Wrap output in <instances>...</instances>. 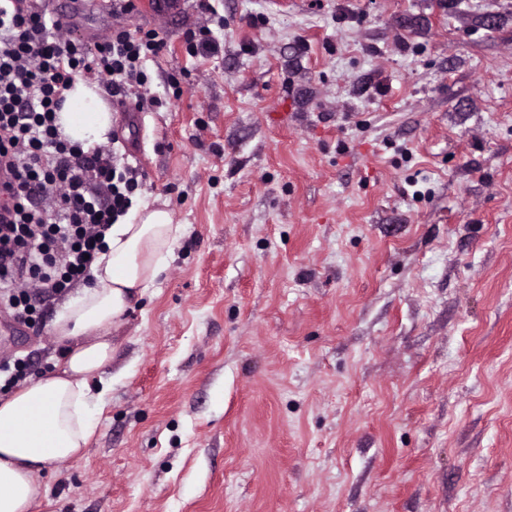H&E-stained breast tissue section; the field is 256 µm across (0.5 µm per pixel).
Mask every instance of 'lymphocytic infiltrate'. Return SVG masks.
<instances>
[{
    "label": "lymphocytic infiltrate",
    "mask_w": 512,
    "mask_h": 512,
    "mask_svg": "<svg viewBox=\"0 0 512 512\" xmlns=\"http://www.w3.org/2000/svg\"><path fill=\"white\" fill-rule=\"evenodd\" d=\"M10 3L0 0V302L27 324L84 281L143 180L110 148L61 136L63 93L85 77L135 110L161 106L147 94L145 63L165 41L123 27L92 46L63 40L62 20L47 17L42 0L23 12Z\"/></svg>",
    "instance_id": "f902f5d3"
}]
</instances>
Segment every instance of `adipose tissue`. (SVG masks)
<instances>
[{
	"mask_svg": "<svg viewBox=\"0 0 512 512\" xmlns=\"http://www.w3.org/2000/svg\"><path fill=\"white\" fill-rule=\"evenodd\" d=\"M56 124L62 137L86 147L106 140L112 113L97 84L75 81ZM182 233L167 208L145 206L132 207L108 231L90 285L52 323L62 348L54 371L0 397V512H32L47 497V475L84 455L101 402L91 381L110 364L113 334L132 300L165 270Z\"/></svg>",
	"mask_w": 512,
	"mask_h": 512,
	"instance_id": "obj_1",
	"label": "adipose tissue"
}]
</instances>
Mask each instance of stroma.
<instances>
[{"mask_svg": "<svg viewBox=\"0 0 512 512\" xmlns=\"http://www.w3.org/2000/svg\"><path fill=\"white\" fill-rule=\"evenodd\" d=\"M122 23L163 105L109 137L184 232L33 512H512V0ZM61 306L0 311V362L51 372Z\"/></svg>", "mask_w": 512, "mask_h": 512, "instance_id": "1", "label": "stroma"}]
</instances>
